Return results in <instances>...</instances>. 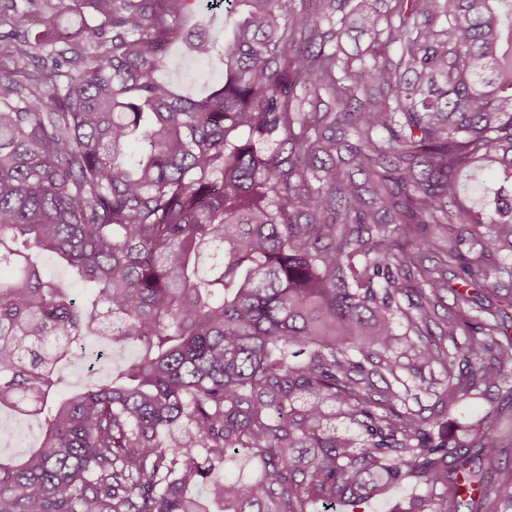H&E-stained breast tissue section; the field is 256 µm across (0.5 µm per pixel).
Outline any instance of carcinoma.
<instances>
[{"instance_id": "cac0c4a2", "label": "carcinoma", "mask_w": 512, "mask_h": 512, "mask_svg": "<svg viewBox=\"0 0 512 512\" xmlns=\"http://www.w3.org/2000/svg\"><path fill=\"white\" fill-rule=\"evenodd\" d=\"M199 4L0 0V411L42 426L0 512H359L407 483L394 512H512L499 419L462 439L403 378L440 367V415L512 400V291L479 288L512 257V0H232L222 40ZM180 39L223 68L204 96L156 78ZM109 329L136 355L58 397ZM240 451L255 478L220 474ZM427 383L420 385L419 381L416 380L414 386L411 388L408 396V405L415 409L424 412L425 416H428L433 412V404L435 401L431 391L426 390ZM474 393L476 395H473ZM500 407L496 388L485 390L482 394L472 392L461 397L455 405L450 407L448 415L441 417V422L448 421L451 429L473 426L485 416L496 414Z\"/></svg>"}]
</instances>
